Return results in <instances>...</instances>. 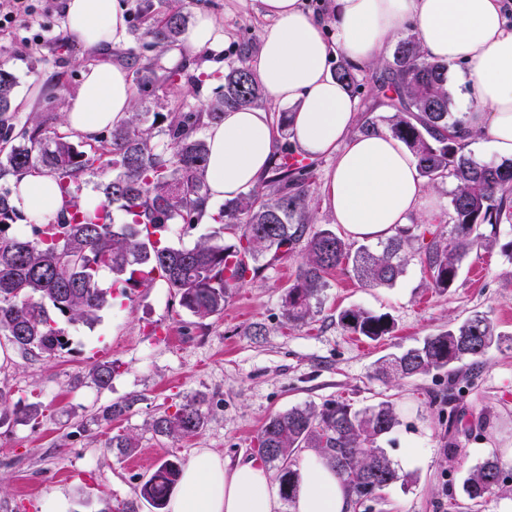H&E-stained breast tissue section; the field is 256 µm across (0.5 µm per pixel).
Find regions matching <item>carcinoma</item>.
Listing matches in <instances>:
<instances>
[{"mask_svg": "<svg viewBox=\"0 0 512 512\" xmlns=\"http://www.w3.org/2000/svg\"><path fill=\"white\" fill-rule=\"evenodd\" d=\"M168 8L147 31L156 45L177 41L188 16L182 0H167ZM335 78L350 94L359 90L357 69L341 60ZM145 89L157 82L151 63L135 71ZM15 75L0 67V337L24 357H50L69 345L65 325H94L100 312L118 297L131 298L137 288L163 280L179 305L199 319L224 311L231 291L250 282L261 270L266 253L286 256L304 244L295 277L282 298L283 318L303 325L321 304L330 272L347 264L369 288L393 286L410 259H418L427 285L439 292L458 281L462 262L473 251L498 244V227L512 223V161L500 164L475 159L467 151L463 116L451 111L448 64L427 60L414 34L400 40L393 62L382 66L376 90L388 100L392 115L362 118L358 132L379 131V123L404 142L429 183L452 177L450 233L431 224L402 225L372 250L354 249L329 228L312 224L308 182L313 162L290 146L273 158L261 184L213 211L206 182L208 145L199 136L206 125L224 118L226 108L259 104L263 91L251 70L229 64L224 70V93L200 112H144L133 102L128 118L99 133L101 145L82 148L68 133L48 128V120L31 114L18 128L10 123ZM40 170L59 186L64 206L41 222L21 230L22 215L13 202L14 180ZM112 176L101 184L103 199L93 208L79 202L82 177L98 171ZM118 205L123 220L97 221L95 214ZM215 224L207 235L187 247L165 242L175 225L194 229ZM238 230L232 243L224 228ZM112 275L102 287L103 272ZM338 324L345 330L378 340L393 331L388 315L361 307L341 311ZM500 344L487 316L475 314L458 326L427 336L416 346L381 360L376 369L385 381L404 380L445 370L452 378L456 364L474 371L481 358ZM118 366L98 362L86 379L99 389L112 385ZM139 401L136 394L101 406L92 417L98 426L129 414ZM0 391V424L26 425L43 414L39 402H20L4 409ZM207 423L206 401L184 397L175 410L165 411L150 423L159 439L198 435ZM399 425L395 404L384 400L356 409L332 401L320 407L294 406L271 415L256 437L254 451L272 470L282 500L291 503L300 480L301 453L326 458L348 487L350 501L361 499L405 480L387 456L381 442ZM138 447L127 433H114L109 451L129 456ZM183 468L177 458L164 459L141 484L139 499L152 512H164ZM504 469L495 456L469 470L464 491L472 500L485 499L499 488Z\"/></svg>", "mask_w": 512, "mask_h": 512, "instance_id": "carcinoma-1", "label": "carcinoma"}]
</instances>
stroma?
<instances>
[{"label":"stroma","mask_w":512,"mask_h":512,"mask_svg":"<svg viewBox=\"0 0 512 512\" xmlns=\"http://www.w3.org/2000/svg\"><path fill=\"white\" fill-rule=\"evenodd\" d=\"M32 10L0 24V64L17 77L14 124L30 114L62 113L82 83L87 66L102 62L127 71L153 61L157 74L182 70L185 80L137 92L144 106L198 112L219 97L227 63L256 67L261 39L273 21L258 0H183L188 17L206 9L221 35L215 47L195 50L185 41L154 47L144 30L162 17L165 0H152L145 15L140 0H121L124 40L99 53L86 49L66 23L62 0H27ZM333 158L316 160L309 181L315 223L345 236L325 205L324 184ZM500 246L471 253L454 288H427L417 261L390 288L363 286L351 270L328 277L322 304L309 324L287 325L282 296L294 278L297 255L267 260L246 286L234 289L222 315L199 320L182 309L163 283L137 289L131 300L104 308L94 326L69 327V349L50 358L24 359L0 345V390L10 403L42 402L32 425L0 426V512H42L46 499L67 498L68 512H116L136 500L140 483L166 454L191 461L201 449L228 463L252 459L254 441L267 417L294 406L344 401L360 408L387 399L400 423L386 451L406 474L353 512H512V226L501 225ZM362 307L389 314L391 335L372 341L336 322L341 310ZM482 313L501 336L483 357L478 375L456 379L434 371L384 382L375 375L379 358ZM119 367L107 390L86 380L98 362ZM131 394L141 400L111 427L91 425L98 407ZM205 398L203 431L160 443L152 419L189 395ZM139 440L137 451L119 458L108 452L110 432ZM505 469L497 494L469 500L462 485L488 454Z\"/></svg>","instance_id":"obj_1"}]
</instances>
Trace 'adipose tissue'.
<instances>
[{
  "instance_id": "obj_1",
  "label": "adipose tissue",
  "mask_w": 512,
  "mask_h": 512,
  "mask_svg": "<svg viewBox=\"0 0 512 512\" xmlns=\"http://www.w3.org/2000/svg\"><path fill=\"white\" fill-rule=\"evenodd\" d=\"M272 18L259 48L255 75L274 101L291 105L294 141L309 157H334L325 202L355 237L386 238L430 205L416 160L389 133L354 132L356 101L329 74L331 47L358 69L373 67L406 21H414L424 56L447 62L469 91L462 109L469 140L487 142L512 158V25L504 0H334L330 19L305 12L299 0H259ZM68 29L85 48L105 50L125 34L119 0H64ZM336 30L328 44L326 25ZM134 92L127 72L98 64L83 72L68 105V129L91 137L123 122ZM207 182L212 198L231 199L253 187L274 150L273 123L255 108L226 109L206 132ZM27 214L58 210L60 190L50 175L23 177L15 198ZM266 471L254 462L230 465L209 451L183 469L168 512H275ZM346 487L322 457L308 454L291 512H349Z\"/></svg>"
}]
</instances>
